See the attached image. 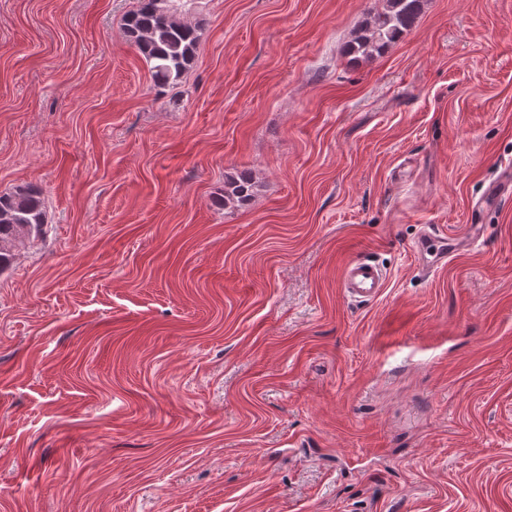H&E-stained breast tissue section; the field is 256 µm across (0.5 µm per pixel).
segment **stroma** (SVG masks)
Wrapping results in <instances>:
<instances>
[{
    "label": "stroma",
    "mask_w": 512,
    "mask_h": 512,
    "mask_svg": "<svg viewBox=\"0 0 512 512\" xmlns=\"http://www.w3.org/2000/svg\"><path fill=\"white\" fill-rule=\"evenodd\" d=\"M135 2L0 0V194L47 219L0 272V512H512V0L358 61L381 0H193L165 87ZM256 183L248 172L229 175L224 181V207L245 204L253 195ZM440 247H442L441 252L443 256L438 258ZM418 254L422 270L428 273L434 272L442 264L441 261H436V258H448L447 242L445 238H441L438 235H425V238L418 245ZM427 256L432 257V259H429ZM386 273L368 259L356 258L343 270L341 288L349 299L373 300L384 288Z\"/></svg>",
    "instance_id": "35a3bbf8"
}]
</instances>
